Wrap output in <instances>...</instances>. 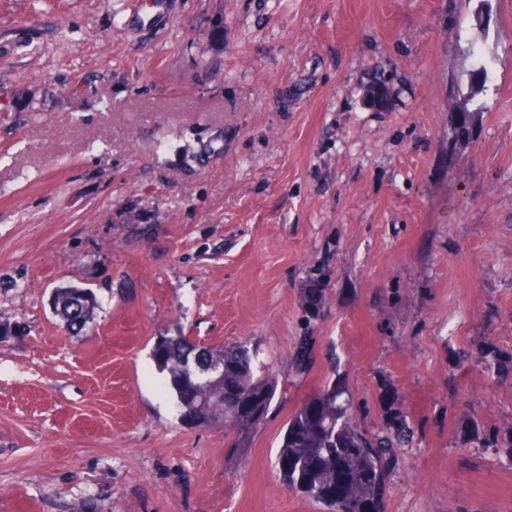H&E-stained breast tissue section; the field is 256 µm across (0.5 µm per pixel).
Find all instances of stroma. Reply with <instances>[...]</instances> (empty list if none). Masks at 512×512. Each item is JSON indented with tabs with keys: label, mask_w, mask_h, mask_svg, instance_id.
Here are the masks:
<instances>
[{
	"label": "stroma",
	"mask_w": 512,
	"mask_h": 512,
	"mask_svg": "<svg viewBox=\"0 0 512 512\" xmlns=\"http://www.w3.org/2000/svg\"><path fill=\"white\" fill-rule=\"evenodd\" d=\"M140 11L0 0V512H322L275 457L328 385L412 428L384 512H512V0ZM180 333L269 364L248 437L178 419ZM56 291V316L64 325H71L75 320H82L83 323H78L77 326L73 324L72 329H75V327L87 326L94 321L99 302L91 289L68 285L58 287Z\"/></svg>",
	"instance_id": "stroma-1"
}]
</instances>
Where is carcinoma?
Returning <instances> with one entry per match:
<instances>
[{
    "mask_svg": "<svg viewBox=\"0 0 512 512\" xmlns=\"http://www.w3.org/2000/svg\"><path fill=\"white\" fill-rule=\"evenodd\" d=\"M56 316L65 325L80 321L82 328L95 319L96 294L75 285L56 288ZM152 358L167 374L177 413L189 405L188 390L201 375L187 361L202 364L224 360V381L245 389L263 391L274 401L276 380L265 372L259 354L239 343L210 347L187 337L164 336L155 344ZM396 432L370 434L362 429L350 400L334 386L305 401L289 418L276 455L285 485L293 493L327 506L330 512H382L387 460L407 437L404 416L396 413ZM264 419L248 420L236 414L231 399L224 398L225 427L241 436L250 434Z\"/></svg>",
    "mask_w": 512,
    "mask_h": 512,
    "instance_id": "obj_1",
    "label": "carcinoma"
}]
</instances>
